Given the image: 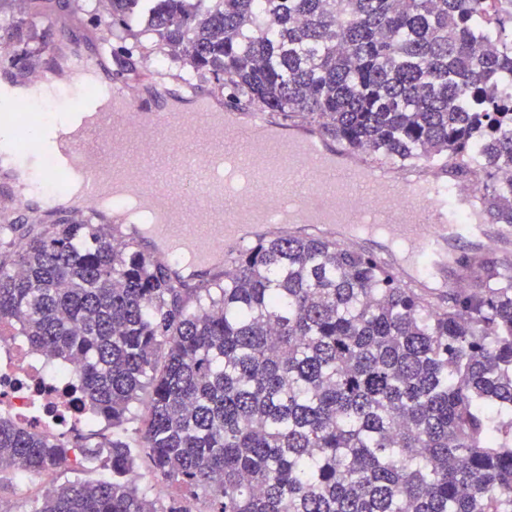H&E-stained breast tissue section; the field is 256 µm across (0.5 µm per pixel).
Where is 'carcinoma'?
Listing matches in <instances>:
<instances>
[{"label": "carcinoma", "mask_w": 512, "mask_h": 512, "mask_svg": "<svg viewBox=\"0 0 512 512\" xmlns=\"http://www.w3.org/2000/svg\"><path fill=\"white\" fill-rule=\"evenodd\" d=\"M182 81L313 120L390 165L493 180L512 225V0H109ZM0 321L76 359L112 436L0 421L11 473L103 468L27 512H512V269L440 305L320 236L248 242L204 288L109 224H58L0 261ZM147 418L125 424L141 394ZM147 466L154 483L128 474Z\"/></svg>", "instance_id": "obj_1"}]
</instances>
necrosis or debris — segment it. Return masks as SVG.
Listing matches in <instances>:
<instances>
[{
  "label": "necrosis or debris",
  "mask_w": 512,
  "mask_h": 512,
  "mask_svg": "<svg viewBox=\"0 0 512 512\" xmlns=\"http://www.w3.org/2000/svg\"><path fill=\"white\" fill-rule=\"evenodd\" d=\"M0 419L68 443L108 431L82 396L77 363L49 359L4 323H0Z\"/></svg>",
  "instance_id": "1"
}]
</instances>
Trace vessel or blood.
<instances>
[{"label": "vessel or blood", "instance_id": "b4317fda", "mask_svg": "<svg viewBox=\"0 0 512 512\" xmlns=\"http://www.w3.org/2000/svg\"><path fill=\"white\" fill-rule=\"evenodd\" d=\"M106 56L101 48L72 54L70 85L82 84ZM194 101L193 109L172 113L122 81L112 85L108 103L90 94L77 98L68 120L53 130L50 178L81 187L95 222L119 227L133 242L139 236L125 224L121 203L105 208L99 198L116 182L139 196L155 219L152 235L167 244L146 254L164 265L175 250L222 271L246 243L241 229L247 225L260 239L307 233L347 246L376 245V259L429 298L473 283L490 257L512 267V225L484 224L485 196L475 182L451 191L443 167L397 168L344 147L351 175L364 176L367 189L329 193L318 175L322 137L315 126L294 125L295 137L282 152L253 135L254 128L274 126L269 114L240 112L228 124L208 98L198 94ZM228 139L246 141L249 165L275 169L281 179L310 170L307 181L297 182L287 221H269L261 186L251 202L225 211L224 182L216 172Z\"/></svg>", "mask_w": 512, "mask_h": 512}]
</instances>
